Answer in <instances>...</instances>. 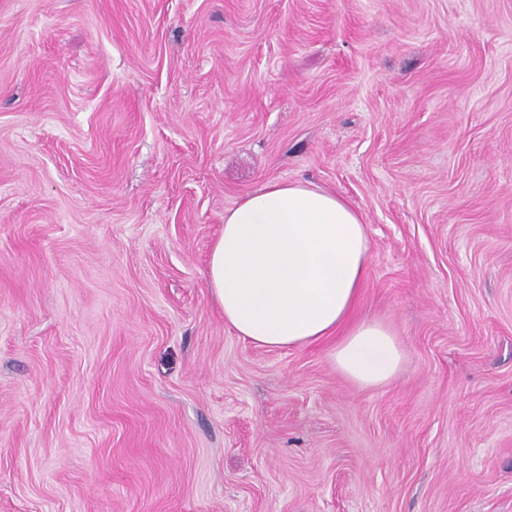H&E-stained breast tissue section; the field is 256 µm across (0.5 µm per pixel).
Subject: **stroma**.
Instances as JSON below:
<instances>
[{"label": "stroma", "instance_id": "1", "mask_svg": "<svg viewBox=\"0 0 512 512\" xmlns=\"http://www.w3.org/2000/svg\"><path fill=\"white\" fill-rule=\"evenodd\" d=\"M273 179L364 216L390 382L225 325ZM0 512H512V0H0Z\"/></svg>", "mask_w": 512, "mask_h": 512}]
</instances>
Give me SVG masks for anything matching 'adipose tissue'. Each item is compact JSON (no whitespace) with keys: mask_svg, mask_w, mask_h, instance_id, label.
<instances>
[{"mask_svg":"<svg viewBox=\"0 0 512 512\" xmlns=\"http://www.w3.org/2000/svg\"><path fill=\"white\" fill-rule=\"evenodd\" d=\"M368 258L364 219L344 198L272 180L225 210L209 286L240 336L280 348L335 338L337 370L377 386L397 375L403 350L389 326L353 317Z\"/></svg>","mask_w":512,"mask_h":512,"instance_id":"adipose-tissue-1","label":"adipose tissue"}]
</instances>
